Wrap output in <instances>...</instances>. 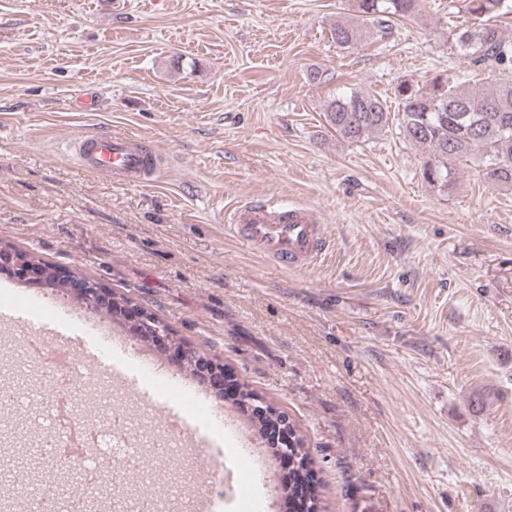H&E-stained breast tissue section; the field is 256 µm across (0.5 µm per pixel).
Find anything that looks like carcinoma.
I'll return each mask as SVG.
<instances>
[{
    "label": "carcinoma",
    "instance_id": "cac0c4a2",
    "mask_svg": "<svg viewBox=\"0 0 512 512\" xmlns=\"http://www.w3.org/2000/svg\"><path fill=\"white\" fill-rule=\"evenodd\" d=\"M421 2L355 0V8L385 38L391 35L395 21L417 15ZM462 12L469 15V20L466 27L452 31L454 47L483 73L481 86H470V70L463 71L460 80L452 84L440 74L425 87L404 80L394 89L401 100L400 126L405 138L428 149L422 176L430 185L441 190L447 188L456 162L466 160L480 168L488 183L511 187L512 40L504 35L499 21L512 16V0H448L449 15ZM361 38L359 26L350 23H339L332 31L333 41L342 49L354 47ZM326 118L340 137L361 142L389 126L390 112L377 94L350 91L336 95L329 102ZM2 251L38 267L39 283L61 291L69 288L68 280L60 277L51 263L11 246H0ZM158 328L169 337L170 343L182 345L173 329L151 312H144L141 320L130 325L129 331L145 339ZM262 409L263 413L251 415V423L260 434L269 421L287 419L285 412L269 402ZM288 430L292 436L288 454L300 465L284 486L285 493L291 496L305 482L307 470L314 468V459L306 435L291 421Z\"/></svg>",
    "mask_w": 512,
    "mask_h": 512
}]
</instances>
